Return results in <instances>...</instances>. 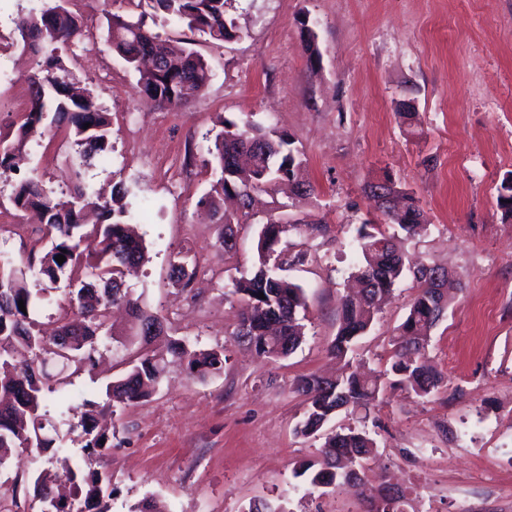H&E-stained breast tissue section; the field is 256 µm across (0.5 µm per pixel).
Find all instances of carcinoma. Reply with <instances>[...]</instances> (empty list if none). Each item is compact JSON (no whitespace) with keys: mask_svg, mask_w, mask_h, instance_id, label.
Wrapping results in <instances>:
<instances>
[{"mask_svg":"<svg viewBox=\"0 0 512 512\" xmlns=\"http://www.w3.org/2000/svg\"><path fill=\"white\" fill-rule=\"evenodd\" d=\"M135 12L129 16L111 14L107 20V43L126 65L138 72L140 93L159 105L178 107L201 96L207 89L212 69L194 49L193 35L212 41L232 42L240 38L234 21L226 16V0H124ZM69 0H51L38 15L20 14L14 18V31L23 49L37 59L38 73L31 78L28 110L9 140L0 136V169L9 166L15 151L32 133L53 132L61 124L81 147L74 170L77 181L64 200L48 193L40 180L28 177L13 189L11 202L18 211H40L51 248L39 260L30 257L25 268L16 266L10 257H0V468L21 450L36 448L42 452L54 447L55 439L42 434L46 413L44 397L62 390L65 379L50 374L51 363L78 362L93 364L99 342L110 337L107 320L114 306H124L132 314L131 335L150 344L165 335L163 318L143 308L125 285V271L143 264L146 247L132 229L135 214L123 203L126 191L122 184L113 186L112 200L103 204L91 187L81 181L80 167L108 147L111 121L97 104L93 94L76 86L65 65L56 54L70 51L84 43L85 31L78 17L68 8ZM161 19L187 28L186 47L174 52L169 38L149 28L148 21ZM90 124L84 128V124ZM290 135L264 129L248 121L227 120L208 149L220 178L197 205L208 209L219 224L239 226L252 217L254 195L268 192L279 182L287 181L302 163ZM497 202L505 216L512 217V173L498 189ZM396 232L390 234L375 224H364L358 231L360 266L357 276L365 288L355 296L340 300V322L331 350L344 358L360 336L371 327L384 299L392 292L405 271V260L397 247V231L408 235L419 226L421 212L412 193L402 191V201L385 215ZM298 231L296 224L269 219L262 224L257 243L258 263L250 274L236 280L233 293L244 302L240 323L234 336L247 343L257 355L278 359L292 354L303 341L299 311L305 306L303 289L281 276L288 264V254L278 249L282 237ZM64 255L58 263L55 257ZM188 256L180 255L171 264L175 282L186 288L194 272ZM55 282L60 277L81 273L79 286L70 289L65 302L73 318L60 324L51 335L32 331L31 313L42 300V293L32 292L25 284L26 271ZM439 268L419 264L413 275L419 291L394 339L388 367L367 376L351 365L334 378L302 376L296 388L308 396L309 404L300 432L314 435L342 409H367L386 387L400 388L420 398L434 395L442 377L428 363L425 349L431 331L443 318L448 301L435 294L431 276ZM265 298H260L259 294ZM26 311H21L19 301ZM166 353L186 362L189 374L204 378L221 372L224 359L215 350L192 349L182 340H167ZM164 356L145 353L120 379L107 387V402L90 405L82 427L84 448L95 451L112 447V439L97 429L96 416L116 405L129 406L148 397L160 384ZM376 447L375 439L364 429L350 428L326 438L322 465L308 475L309 484H346L348 472L343 462L362 461ZM63 479L71 484L67 498H55L48 483ZM111 479L91 468L73 465L58 457L52 467L34 479L35 497L43 504L41 512H109L104 484ZM406 496L371 503L368 512H405Z\"/></svg>","mask_w":512,"mask_h":512,"instance_id":"cac0c4a2","label":"carcinoma"}]
</instances>
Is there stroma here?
Wrapping results in <instances>:
<instances>
[{
  "label": "stroma",
  "mask_w": 512,
  "mask_h": 512,
  "mask_svg": "<svg viewBox=\"0 0 512 512\" xmlns=\"http://www.w3.org/2000/svg\"><path fill=\"white\" fill-rule=\"evenodd\" d=\"M45 4L0 0L2 134L16 132L36 67L16 43L13 19ZM70 8L91 40L68 67L111 117V146L83 179L106 194L124 183L130 210L142 216L148 260L126 285L164 317L168 336L226 358L203 380L166 359L149 397L116 407L111 447L90 457L112 477L111 512H133L148 498L162 512H246L254 500L286 512H367L387 481L405 491L407 512H477L491 493L498 512H512V219L497 204L512 173V0H228L241 37L198 40L213 76L203 95L175 109L141 96L137 75L105 39L107 16L129 13L124 0ZM305 17L316 23V66L304 48ZM405 100L414 103L409 121ZM227 119L288 132L315 189L303 199L262 195L231 252L223 225L197 206L217 179L207 148ZM24 151L19 169L0 174V251L17 260L40 256L50 239L40 223L17 233L13 185L35 174L46 190L67 192L77 147L62 129L29 137ZM387 178L413 191L424 215L419 234L400 239L408 261L451 279L447 316L426 349L443 383L427 399L386 390L365 416L339 411L326 433L362 425L376 448L360 486L324 493L298 475L320 463L324 439L297 433L307 402L295 383L340 367L331 352L338 302L356 270L357 231L377 217L368 187ZM271 216L316 227L283 239L290 254L306 255L284 270L304 291L305 335L278 360L233 335L241 310L233 284L252 270ZM180 252L195 266L186 289L170 277ZM416 293L405 274L351 352L354 363L385 366ZM143 348L134 337L100 347L96 368L66 367L62 395H48L46 423L58 426L73 462L88 458L79 428L87 402L102 401L106 383ZM45 460L23 452L0 472V485L17 489L0 512H40L33 479Z\"/></svg>",
  "instance_id": "1"
}]
</instances>
